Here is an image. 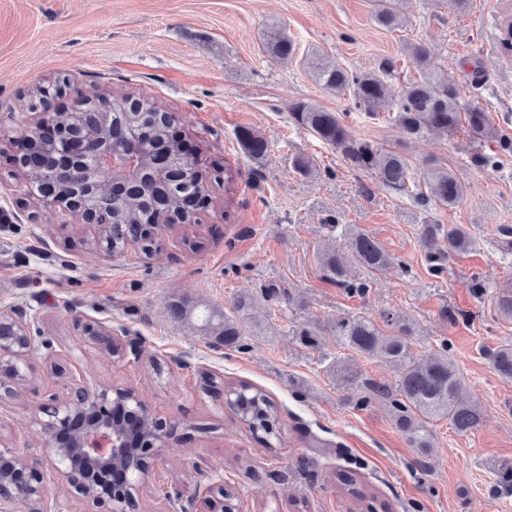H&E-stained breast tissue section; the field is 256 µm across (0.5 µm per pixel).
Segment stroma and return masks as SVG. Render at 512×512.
Segmentation results:
<instances>
[{
  "instance_id": "1",
  "label": "stroma",
  "mask_w": 512,
  "mask_h": 512,
  "mask_svg": "<svg viewBox=\"0 0 512 512\" xmlns=\"http://www.w3.org/2000/svg\"><path fill=\"white\" fill-rule=\"evenodd\" d=\"M373 12L374 0H0V310L35 319L25 386L0 397L1 445L46 471L38 406L76 379L131 388L174 425V447L151 462L144 512H512V380L488 358L512 347V319L495 306L512 283V253L500 243L501 229H512V152L486 140L483 152L501 164L475 166L467 126L410 137L387 115L369 116L324 89L303 66L316 52L353 73H382L396 92L431 73L512 139V58L500 53L496 29L512 0H470L463 12L450 0H409L393 30ZM271 24L292 39L291 58L265 54ZM417 43L429 51L428 70L406 52ZM61 78L63 106L99 92L147 98L176 115L178 133L210 172L212 205L196 223L159 232L151 254L112 253L96 245L95 227L62 208L47 213L29 196L9 163L11 143L42 118L38 91ZM299 102L404 154L414 180L430 167L453 172L463 200L438 206L350 168L292 120ZM244 127L265 136L262 162L239 145ZM300 156L310 173L295 167ZM228 167L236 175L229 202ZM427 224L464 225L476 243L432 272L421 242ZM348 227L391 258L361 296L330 281L321 263L325 252L345 251ZM244 295L250 306L235 311ZM210 307L234 314L240 347L203 330ZM387 312L409 321L416 352L447 351L483 408L466 434L434 422L426 455L385 402L360 401L366 383H394L395 370L336 341L337 321L378 322ZM86 322L140 337L141 359L126 357L118 337L106 347L84 335ZM241 382L275 402L274 448L228 406L225 388ZM198 467L221 475L222 490L199 491ZM347 468L370 489L362 502L340 483Z\"/></svg>"
}]
</instances>
